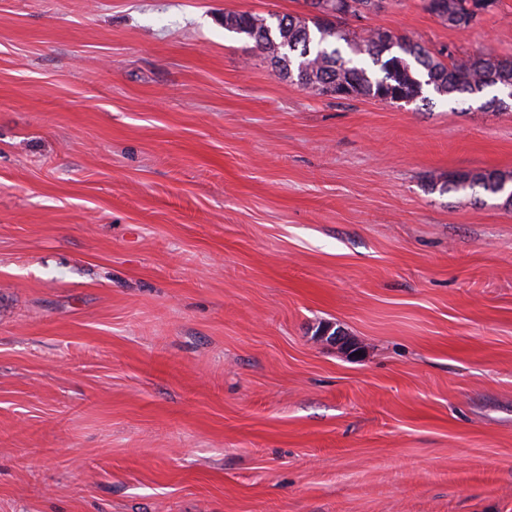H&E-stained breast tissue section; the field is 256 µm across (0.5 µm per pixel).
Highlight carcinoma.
<instances>
[{
    "instance_id": "obj_1",
    "label": "carcinoma",
    "mask_w": 512,
    "mask_h": 512,
    "mask_svg": "<svg viewBox=\"0 0 512 512\" xmlns=\"http://www.w3.org/2000/svg\"><path fill=\"white\" fill-rule=\"evenodd\" d=\"M485 0H425V8L444 25L457 31L471 29L482 15ZM319 15L300 17L251 13L224 15V29L244 35L272 54L280 72L318 95L336 94L348 87L347 96L387 101L410 98L430 109L434 102L425 88L458 103L489 88L512 86V57L483 55L458 58L433 52L389 30L357 34L346 26L376 6V0H306ZM512 174L497 171L465 172L450 181L433 183L441 192L471 191L504 195L512 206Z\"/></svg>"
}]
</instances>
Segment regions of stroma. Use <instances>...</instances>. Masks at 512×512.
Segmentation results:
<instances>
[{
    "instance_id": "1",
    "label": "stroma",
    "mask_w": 512,
    "mask_h": 512,
    "mask_svg": "<svg viewBox=\"0 0 512 512\" xmlns=\"http://www.w3.org/2000/svg\"><path fill=\"white\" fill-rule=\"evenodd\" d=\"M242 12L308 8L0 0V512H512V208L428 188L512 111L312 94ZM349 27L512 56V0ZM485 1H491L492 6L496 2V0H425L424 2L426 10L444 25L463 32L471 29L478 22L482 13L485 12L479 10ZM439 2L442 3L438 4Z\"/></svg>"
}]
</instances>
